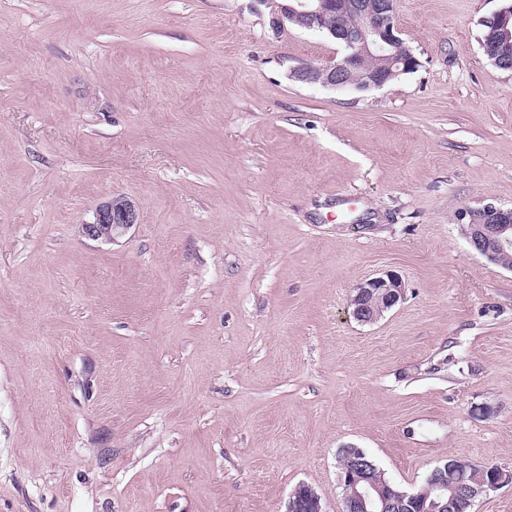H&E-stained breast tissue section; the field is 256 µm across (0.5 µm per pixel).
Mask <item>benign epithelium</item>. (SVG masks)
Wrapping results in <instances>:
<instances>
[{"label": "benign epithelium", "mask_w": 512, "mask_h": 512, "mask_svg": "<svg viewBox=\"0 0 512 512\" xmlns=\"http://www.w3.org/2000/svg\"><path fill=\"white\" fill-rule=\"evenodd\" d=\"M269 10L272 25L281 28L294 23L306 31L321 32L342 47L341 56L321 63L305 64L293 69L290 76L305 84H320L334 89L368 90L381 88L402 74L414 71L419 61L401 37L396 0H255ZM355 14L360 23L351 27L346 16ZM329 16L335 25L325 24ZM482 24L490 32L503 37L512 35V5L502 6ZM464 235L476 253L507 270L512 265L503 261L506 249L512 247V207L486 203L461 215ZM138 221L134 203L116 195L98 205L90 222L79 225V233L94 241L112 242L124 235ZM405 282L394 273L366 280L356 287L350 304L354 317L373 323L404 299ZM490 478L477 485L465 469L448 470V464L435 466L428 476L433 498L424 493L391 491L381 484L371 465H356L340 474L349 493L345 494L346 512H446L445 494H450L458 512L474 506L476 500L505 482L512 473L488 466ZM287 512H323L320 497L307 484L292 492Z\"/></svg>", "instance_id": "benign-epithelium-1"}]
</instances>
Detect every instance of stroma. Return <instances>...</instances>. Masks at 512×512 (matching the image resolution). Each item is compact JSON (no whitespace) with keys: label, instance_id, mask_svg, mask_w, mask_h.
Wrapping results in <instances>:
<instances>
[{"label":"stroma","instance_id":"obj_1","mask_svg":"<svg viewBox=\"0 0 512 512\" xmlns=\"http://www.w3.org/2000/svg\"><path fill=\"white\" fill-rule=\"evenodd\" d=\"M500 5L397 0L420 65L355 91L256 0H0V512H343L347 446L512 470V271L457 221L512 205ZM482 24L490 33L503 37L512 35V5L502 6L490 16L485 17ZM137 221L134 203L125 196L116 195L96 207L92 221L80 224L79 233L94 241L112 242ZM405 282L394 273H385L366 280L356 287L350 304L354 317L364 323H373L404 299ZM287 512H323L321 499L311 486L302 483L293 490Z\"/></svg>","mask_w":512,"mask_h":512}]
</instances>
